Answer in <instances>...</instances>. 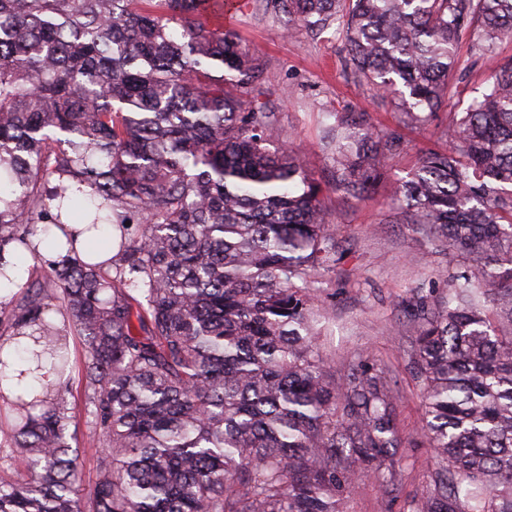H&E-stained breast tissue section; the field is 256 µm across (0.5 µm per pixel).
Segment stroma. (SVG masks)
<instances>
[{
    "instance_id": "obj_1",
    "label": "stroma",
    "mask_w": 512,
    "mask_h": 512,
    "mask_svg": "<svg viewBox=\"0 0 512 512\" xmlns=\"http://www.w3.org/2000/svg\"><path fill=\"white\" fill-rule=\"evenodd\" d=\"M226 27L263 64L258 81L262 100L277 114L271 143L289 144L323 182H332L334 176L320 142L328 114L366 112L380 127L401 124L393 99L375 96L347 75L345 45L333 30L317 34L287 27L266 13L263 0H244ZM458 58L464 80L448 92L450 112L467 107L491 67L512 62V40L499 41L493 57L484 59L463 42ZM403 126L407 148L387 163L394 181L407 176L420 152L443 146L433 126ZM323 203L342 255L326 276L333 313L321 343L336 362L337 376L366 358L388 370L405 455L392 495L383 493L375 475H359L344 512H403L407 499L424 484L432 461L421 397L408 365L410 301L414 289L441 287L438 264L429 259L425 239L414 225L397 223L388 191L356 200L327 190Z\"/></svg>"
}]
</instances>
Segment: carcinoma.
I'll return each instance as SVG.
<instances>
[{
    "instance_id": "cac0c4a2",
    "label": "carcinoma",
    "mask_w": 512,
    "mask_h": 512,
    "mask_svg": "<svg viewBox=\"0 0 512 512\" xmlns=\"http://www.w3.org/2000/svg\"><path fill=\"white\" fill-rule=\"evenodd\" d=\"M220 0H0V247L82 216L112 255L66 256L0 305V512H342L400 462L377 364L344 384L321 350L339 246L322 187L258 101V57L209 24ZM336 27L357 82L424 125L457 48L492 57L512 0H266ZM443 151L393 188L445 289L421 296L410 363L433 450L409 512H512V63L448 115ZM400 126L335 115L323 150L360 199ZM77 374L98 464L81 478Z\"/></svg>"
}]
</instances>
